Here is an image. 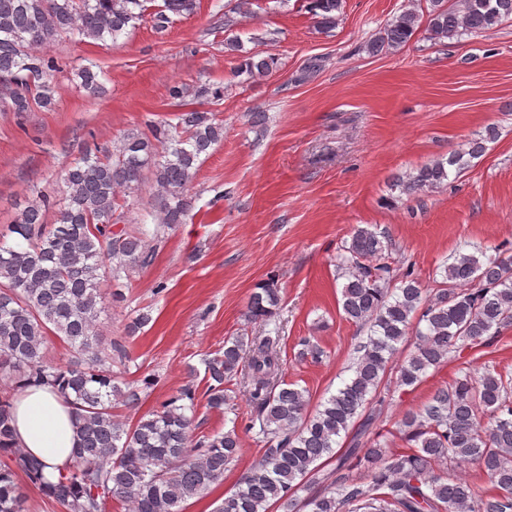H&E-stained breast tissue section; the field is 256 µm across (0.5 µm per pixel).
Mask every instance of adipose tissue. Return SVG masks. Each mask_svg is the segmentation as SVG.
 <instances>
[{
    "instance_id": "ef3b65f1",
    "label": "adipose tissue",
    "mask_w": 512,
    "mask_h": 512,
    "mask_svg": "<svg viewBox=\"0 0 512 512\" xmlns=\"http://www.w3.org/2000/svg\"><path fill=\"white\" fill-rule=\"evenodd\" d=\"M15 443L45 465L48 480L72 460L77 442L74 419L58 392L50 385L30 384L14 401Z\"/></svg>"
}]
</instances>
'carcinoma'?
<instances>
[{
    "mask_svg": "<svg viewBox=\"0 0 512 512\" xmlns=\"http://www.w3.org/2000/svg\"><path fill=\"white\" fill-rule=\"evenodd\" d=\"M147 0H0V107L31 112L54 103L53 78L60 69L44 53L62 36L116 39L145 16ZM428 31L436 39L482 34L512 21V0H429ZM342 0H308L318 26L336 24ZM195 0H163L153 13L163 30L169 14L191 13ZM414 9L390 21L370 51L396 50L415 34ZM271 57L244 60L250 77L272 72ZM84 88L102 89L98 72L80 73ZM495 128L396 180L411 195L437 188L469 159L485 152ZM224 139V127L203 112H183L176 124L152 127L151 136L125 135L115 149L86 150L62 172L66 203L55 208L51 196L34 191L17 204L0 233V379L12 391L0 392V512H25L15 482L20 470L29 483L63 512H106L114 500L127 512H183V503L204 495L224 477L240 451L237 427L213 435H191L195 390L188 386L149 417L130 424L112 414V399L130 409L141 403L139 389L121 387L112 373V355L125 350L105 343L99 318L107 297H117L121 280L148 267L154 251L140 236L112 222L119 194H131L145 179L155 190L158 224L153 237L184 221L188 189L197 163ZM388 240L367 228L354 231L337 257L343 271L345 317L368 329L355 348L351 374L335 394L308 412L306 391L284 379L280 337L236 336L224 349L202 360L206 406L220 410L230 400L228 385L246 395L254 410L245 431L258 429L263 442L259 462L224 497L216 512H512V375L487 369L435 391L422 407L406 412L397 432L407 451L387 450L386 436L372 432L375 415L366 412L388 367L408 337L415 349L397 362L396 384L418 385L426 372L448 357L489 347L512 326V254L458 253L443 267L440 287L426 294L410 266L388 261ZM280 288L274 278L260 283L245 317L266 323L278 314ZM54 335L68 345L64 363L47 360L45 343ZM34 380L60 390L75 417V461L49 481L45 465L12 447L15 391ZM352 434L337 457L334 479L322 490L318 461L335 455L337 438ZM477 463L496 488L485 495L470 483L448 476V466ZM360 466L367 480L349 469ZM308 492L301 500L299 491Z\"/></svg>",
    "mask_w": 512,
    "mask_h": 512,
    "instance_id": "cac0c4a2",
    "label": "carcinoma"
}]
</instances>
